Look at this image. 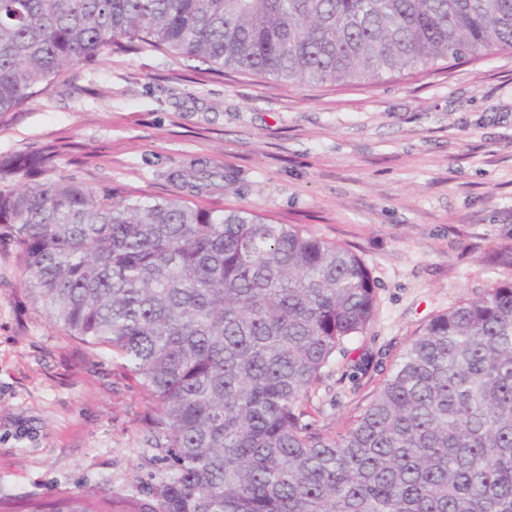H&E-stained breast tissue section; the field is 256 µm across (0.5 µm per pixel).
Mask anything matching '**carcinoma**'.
<instances>
[{
  "label": "carcinoma",
  "instance_id": "carcinoma-1",
  "mask_svg": "<svg viewBox=\"0 0 512 512\" xmlns=\"http://www.w3.org/2000/svg\"><path fill=\"white\" fill-rule=\"evenodd\" d=\"M302 83H347L512 48V0H0V114L119 40ZM0 157V239L69 335L147 395L140 503L27 512H512V281L433 317L343 428L304 421L377 283L350 248L298 224L178 195L100 193ZM194 196L233 177L175 175Z\"/></svg>",
  "mask_w": 512,
  "mask_h": 512
}]
</instances>
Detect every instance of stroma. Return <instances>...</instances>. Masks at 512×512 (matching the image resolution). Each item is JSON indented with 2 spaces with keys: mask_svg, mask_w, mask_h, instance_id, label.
<instances>
[{
  "mask_svg": "<svg viewBox=\"0 0 512 512\" xmlns=\"http://www.w3.org/2000/svg\"><path fill=\"white\" fill-rule=\"evenodd\" d=\"M54 148L55 179L180 194L195 160L235 181L197 197L349 246L377 307L349 344L390 365L435 315L512 280V50L353 84L281 80L138 42L63 71L0 114V156ZM366 378L334 369L307 423L342 428ZM147 399L111 354L70 338L28 298L0 242V500L97 507L145 491Z\"/></svg>",
  "mask_w": 512,
  "mask_h": 512,
  "instance_id": "35a3bbf8",
  "label": "stroma"
}]
</instances>
